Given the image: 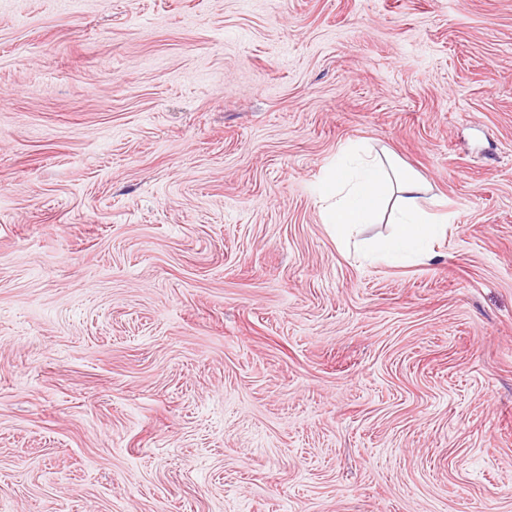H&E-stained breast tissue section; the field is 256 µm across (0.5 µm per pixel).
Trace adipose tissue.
Masks as SVG:
<instances>
[{
  "label": "adipose tissue",
  "instance_id": "1",
  "mask_svg": "<svg viewBox=\"0 0 512 512\" xmlns=\"http://www.w3.org/2000/svg\"><path fill=\"white\" fill-rule=\"evenodd\" d=\"M328 203L322 211L324 224L337 241L347 242L361 225L370 223L384 197L396 192L401 209L392 235L381 241L374 258L390 261L419 249L421 243L445 232L447 218L434 219L419 207L426 190L414 173L403 170L393 157L365 154L357 168L339 165L330 173Z\"/></svg>",
  "mask_w": 512,
  "mask_h": 512
}]
</instances>
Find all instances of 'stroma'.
Wrapping results in <instances>:
<instances>
[{
  "label": "stroma",
  "mask_w": 512,
  "mask_h": 512,
  "mask_svg": "<svg viewBox=\"0 0 512 512\" xmlns=\"http://www.w3.org/2000/svg\"><path fill=\"white\" fill-rule=\"evenodd\" d=\"M0 512H512V0H0ZM327 185L325 196L330 202L324 207L322 218L340 243L347 242L361 225L371 223L390 191L398 194L401 209L393 223L395 229L372 252L376 259L391 261L400 254L414 252L424 240L448 227L450 215L433 219L420 209L419 200L426 190L424 182L403 170L393 157L365 154L355 171L337 161Z\"/></svg>",
  "instance_id": "35a3bbf8"
}]
</instances>
